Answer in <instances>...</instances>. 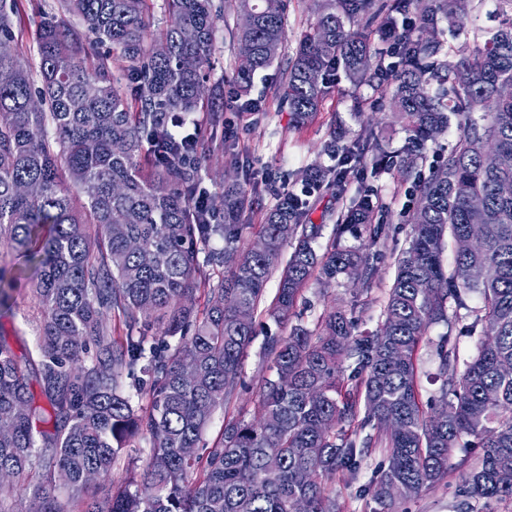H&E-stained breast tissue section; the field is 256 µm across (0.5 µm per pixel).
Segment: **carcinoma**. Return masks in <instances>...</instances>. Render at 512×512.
Returning a JSON list of instances; mask_svg holds the SVG:
<instances>
[{"label":"carcinoma","instance_id":"cac0c4a2","mask_svg":"<svg viewBox=\"0 0 512 512\" xmlns=\"http://www.w3.org/2000/svg\"><path fill=\"white\" fill-rule=\"evenodd\" d=\"M149 2L57 0L33 22L22 0H0V249L27 253L41 313L28 356L0 338V512H18V490L4 478L33 471L42 481L28 512H292L297 500L308 512H338L324 481L355 479L373 448L384 463L360 495L378 512H398L393 485L412 497L441 483L458 453L468 499H512V372L501 370L512 366V195L500 191L512 184V97L499 92L512 84V21L449 61L433 34L441 19L464 25L474 0H317L280 71L282 103L303 127L328 94L329 71L342 68L356 86L390 79L404 145L387 154L366 121L350 143L327 150L341 151L344 166L369 162L414 178L409 245L395 260L379 330L358 331L354 303L269 339L260 419L225 417L221 437L188 457L182 449L200 448L212 415L228 411L244 385L254 319L241 321L239 308L257 312L276 274L267 314L278 322L296 315L316 270L325 286L355 271L369 290L386 227L376 221L382 206L359 195L329 212L333 242L319 255L322 225L305 223L310 202L287 192L262 215L263 247L242 249L249 194L260 192L247 171L224 191V223H212L192 202L207 195L199 171L209 154L197 134L170 131L203 102L210 126L223 123V104L205 85L222 6L164 0L169 24L157 33ZM287 9L288 0H238L239 15L252 17L235 32L252 45L239 57L243 82L280 57ZM375 24L380 48L369 37ZM31 25L35 65L23 52ZM89 40L107 50L89 52ZM459 71L467 83L456 82ZM452 114L461 133L423 178V147ZM344 174L317 166L305 179L340 197ZM475 224L482 249L456 250L446 269L447 242ZM347 234L363 246H341ZM215 236L224 247L202 249ZM201 286L199 312L192 295ZM468 292L481 299L468 327L483 328L477 352L460 372L457 342L440 338L439 399L428 410L418 346ZM109 313L122 335H112ZM138 437L150 447L145 464L127 463L110 499L89 495L87 473L110 476Z\"/></svg>","mask_w":512,"mask_h":512}]
</instances>
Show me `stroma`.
Returning a JSON list of instances; mask_svg holds the SVG:
<instances>
[{"instance_id": "obj_1", "label": "stroma", "mask_w": 512, "mask_h": 512, "mask_svg": "<svg viewBox=\"0 0 512 512\" xmlns=\"http://www.w3.org/2000/svg\"><path fill=\"white\" fill-rule=\"evenodd\" d=\"M511 19L512 8L506 7L504 0H480L466 30L454 31L449 29L447 22H440L437 37L443 44V57L462 51L471 52L502 23ZM236 22V0H224V17L216 26L207 85L217 90L222 99L234 96L242 101L250 98L259 102L260 107L251 112L237 107L224 110V145L215 150L211 162L201 169L202 184L208 190L213 205L221 203L225 177L232 174L234 165L243 163L249 165L256 177L301 193L306 187L303 174L308 168L337 165V157L328 154L325 146L333 139L344 143L354 139L361 128L357 117L361 111L373 121L382 122L383 141L388 150H396L403 144L407 133L390 114L386 101L390 91L388 82L356 88L341 72L330 75V92L322 103L317 120L302 128L290 127L288 112L281 106L283 89L278 66L256 73L249 88H242L236 75L237 43L232 35ZM346 184L349 193L367 189L384 204V221L389 234L387 246L382 251L375 280L368 292H360L358 286L344 278L325 289L310 284L305 292L310 306L303 314V323L313 326L320 315L337 306L349 307L358 296L366 303L360 327L373 331L383 320L385 293L395 276L394 258L408 245L411 216L409 185L396 172L376 176L364 167L348 170ZM31 286L30 275H23L17 281L11 299L0 306V334L8 337L14 351L19 354L32 349L36 336L39 311L30 299ZM464 301V309L458 310L447 322L432 324L424 338L419 352L424 398H431L439 392V384L432 380L431 373L434 346L441 336L448 333L458 336L461 360L471 359L476 352L478 339L466 335L465 327L472 321L471 309L478 307L480 300L477 294L468 293ZM257 320L260 324L258 334L243 360L245 388L238 392L232 407L234 416L245 421L253 420L259 413L261 378L267 372L263 355L265 340L271 335H287L290 329L289 323H275L262 313L258 314ZM464 501L460 473L452 470L440 484L400 502L398 510L463 512L461 505Z\"/></svg>"}]
</instances>
